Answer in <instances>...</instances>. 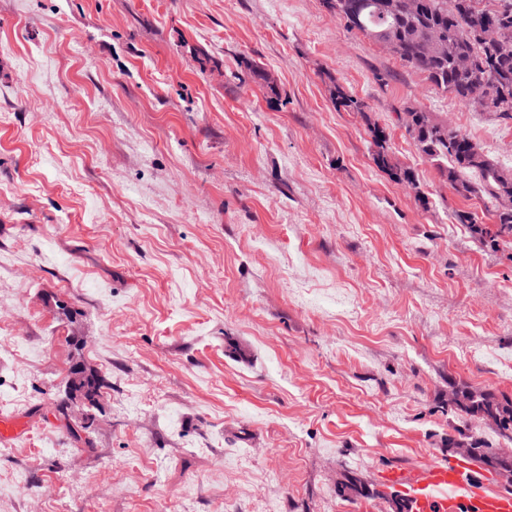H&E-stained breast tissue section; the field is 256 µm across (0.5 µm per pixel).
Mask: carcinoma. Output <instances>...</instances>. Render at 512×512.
<instances>
[{"mask_svg": "<svg viewBox=\"0 0 512 512\" xmlns=\"http://www.w3.org/2000/svg\"><path fill=\"white\" fill-rule=\"evenodd\" d=\"M324 6L356 31L376 43L392 44V55L407 67L423 74L439 91L469 104L470 94L479 87L488 100L485 109L503 119H512V109L503 110L499 102L512 99V53L493 56L480 32L496 24L503 40L512 43V0H323ZM251 79L277 94L266 70L244 62ZM330 95L336 109L360 116L371 136L375 166L391 178L416 190L419 201L426 198L419 191L415 172L394 161L387 150V135L373 122L367 106L335 80H330ZM406 134L418 151L436 163L448 185L459 195L481 199L493 223L485 224L476 213L456 210L454 220L468 226L481 245L496 250L512 242V210L502 211L500 194L512 195V169L503 168L483 148L456 127L437 120L420 106H407L399 116ZM70 390L81 392L95 402L103 381L75 367ZM456 401L448 409L459 415L491 418L500 434L512 440V396L491 390L457 386ZM475 454L466 457L481 469L512 476V456H498L493 448L473 441ZM340 496L369 495L364 484L353 475L336 486Z\"/></svg>", "mask_w": 512, "mask_h": 512, "instance_id": "1", "label": "carcinoma"}]
</instances>
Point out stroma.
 <instances>
[{
	"mask_svg": "<svg viewBox=\"0 0 512 512\" xmlns=\"http://www.w3.org/2000/svg\"><path fill=\"white\" fill-rule=\"evenodd\" d=\"M244 59L278 97L234 80ZM407 103L512 167V120L323 0H0V420L22 428L0 512H393L386 469L447 464L461 432L512 444L448 409L454 383L512 396V246L455 223L483 204ZM89 416L88 448L67 428ZM347 472L373 497L337 495ZM329 91L337 110L353 112L359 115L364 122L375 147L372 153L375 166L390 175L394 181L405 184L414 190L418 189L419 184L415 172L411 168L403 167L394 161L386 147L387 135L383 128L372 121L371 116L367 113V106L335 81L331 82ZM71 374L74 377L71 379L70 390L74 392H83L84 398L89 402H95L96 397L103 387V381L94 375H85V372L78 367L72 369Z\"/></svg>",
	"mask_w": 512,
	"mask_h": 512,
	"instance_id": "obj_1",
	"label": "stroma"
}]
</instances>
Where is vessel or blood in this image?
<instances>
[{
    "mask_svg": "<svg viewBox=\"0 0 512 512\" xmlns=\"http://www.w3.org/2000/svg\"><path fill=\"white\" fill-rule=\"evenodd\" d=\"M384 478L407 498L411 512H512V495L490 491L487 475L462 461L432 467L419 479L399 470Z\"/></svg>",
    "mask_w": 512,
    "mask_h": 512,
    "instance_id": "vessel-or-blood-1",
    "label": "vessel or blood"
}]
</instances>
